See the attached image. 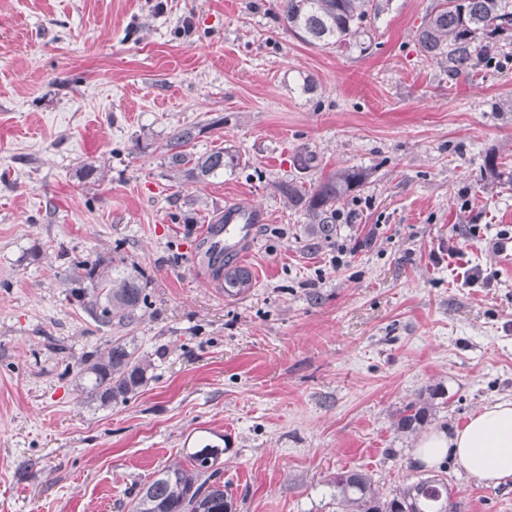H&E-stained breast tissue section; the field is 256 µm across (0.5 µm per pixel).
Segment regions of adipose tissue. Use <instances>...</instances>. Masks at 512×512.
I'll list each match as a JSON object with an SVG mask.
<instances>
[{"label":"adipose tissue","mask_w":512,"mask_h":512,"mask_svg":"<svg viewBox=\"0 0 512 512\" xmlns=\"http://www.w3.org/2000/svg\"><path fill=\"white\" fill-rule=\"evenodd\" d=\"M415 457L426 466L453 458L470 475L489 486L512 481V400L484 405L452 432L423 438Z\"/></svg>","instance_id":"1"}]
</instances>
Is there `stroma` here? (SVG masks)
Returning <instances> with one entry per match:
<instances>
[{
	"mask_svg": "<svg viewBox=\"0 0 512 512\" xmlns=\"http://www.w3.org/2000/svg\"><path fill=\"white\" fill-rule=\"evenodd\" d=\"M438 2L374 0L359 50L299 40L277 0H0V512H128L191 434L223 435L237 512H336L338 472L392 494L420 438L512 399V272L488 248L512 234V34L449 76L417 43ZM182 125L242 165L172 179ZM346 168L318 241L277 185ZM230 201L265 211L242 298L198 260ZM116 253L152 282L132 334L155 368L103 406L79 368L112 333L63 271ZM447 472L456 512H512L511 482ZM428 405V399L423 398L422 394L419 395L417 401L406 404L395 422L396 428L406 433L419 430L426 421Z\"/></svg>",
	"mask_w": 512,
	"mask_h": 512,
	"instance_id": "obj_1",
	"label": "stroma"
}]
</instances>
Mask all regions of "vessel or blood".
<instances>
[{
  "label": "vessel or blood",
  "mask_w": 512,
  "mask_h": 512,
  "mask_svg": "<svg viewBox=\"0 0 512 512\" xmlns=\"http://www.w3.org/2000/svg\"><path fill=\"white\" fill-rule=\"evenodd\" d=\"M263 220V212L255 206L244 203L225 205L223 222L205 227L206 247L200 255L201 262L216 268L227 262L240 269L246 278H253L248 256L255 228Z\"/></svg>",
  "instance_id": "vessel-or-blood-1"
}]
</instances>
